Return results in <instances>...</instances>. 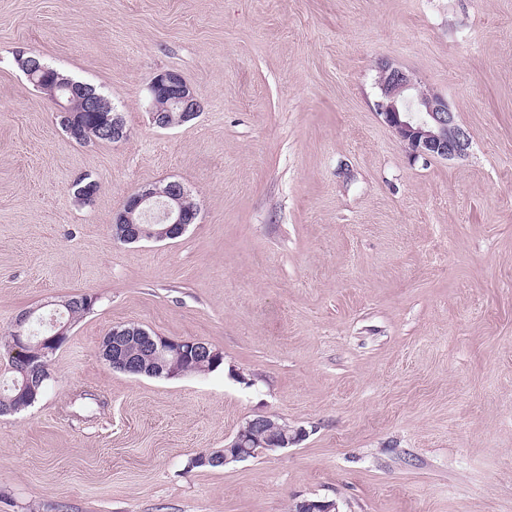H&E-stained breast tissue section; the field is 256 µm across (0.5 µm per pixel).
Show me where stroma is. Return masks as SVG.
<instances>
[{
  "mask_svg": "<svg viewBox=\"0 0 512 512\" xmlns=\"http://www.w3.org/2000/svg\"><path fill=\"white\" fill-rule=\"evenodd\" d=\"M20 53L101 90L126 139L72 140ZM384 61L447 97L464 158L410 156ZM164 70L201 103L167 130ZM173 180L196 224L113 237ZM78 294L41 400L0 416V512H512V0H0V334ZM118 325L224 364L113 370ZM258 415L306 435L193 466ZM149 88L151 120L158 128L182 125L201 109L192 86L177 71L167 70L154 75Z\"/></svg>",
  "mask_w": 512,
  "mask_h": 512,
  "instance_id": "obj_1",
  "label": "stroma"
}]
</instances>
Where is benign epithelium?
Instances as JSON below:
<instances>
[{"label": "benign epithelium", "mask_w": 512, "mask_h": 512, "mask_svg": "<svg viewBox=\"0 0 512 512\" xmlns=\"http://www.w3.org/2000/svg\"><path fill=\"white\" fill-rule=\"evenodd\" d=\"M17 63L28 80L57 106L68 132L82 137V121L73 105H81L82 112H101L102 97L95 93L93 87L68 78L47 82L43 78L45 67L32 55H17ZM377 86L380 90L375 103L377 114L412 156L452 160L468 154L470 135L458 123L455 112L443 95L422 88L412 73L390 62H383L378 67ZM150 93L151 120L158 128L182 125L192 120L201 109L192 86L174 70L154 75ZM102 130V136L114 143L127 137L124 121L114 111L105 114ZM74 188V196L83 203L92 202L99 192L98 183L88 176L77 180ZM198 214V206L191 203L190 192L181 182L174 180L154 184L127 196L115 217L112 233L125 243L173 240L196 222ZM33 314L34 310L29 309L17 316L10 342V354L22 358L26 366L29 365V347L53 343L60 346L68 340L69 324L56 320L51 321V336L33 340L27 328ZM127 336L140 337L144 347L160 357L151 372L155 375L161 371L167 378L180 376L186 360H209L220 354L219 350L211 349V345L199 339L153 336L138 326L114 327L102 340V355L105 360L112 361V368L130 374L143 373L145 365L127 351ZM302 437L300 429H293L267 416H256L246 420L224 450L204 456L203 461L225 465L249 458L254 448L274 453L298 443ZM295 512L338 510L332 501L305 500L297 503Z\"/></svg>", "instance_id": "obj_1"}]
</instances>
